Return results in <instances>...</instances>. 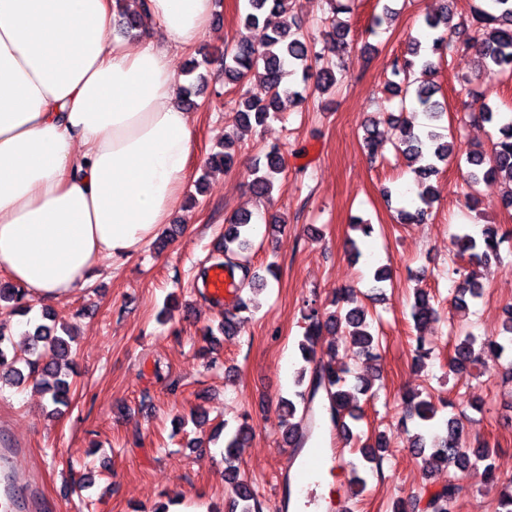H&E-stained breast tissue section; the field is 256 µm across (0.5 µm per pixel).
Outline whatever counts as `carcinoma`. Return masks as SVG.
<instances>
[{"label":"carcinoma","instance_id":"cac0c4a2","mask_svg":"<svg viewBox=\"0 0 512 512\" xmlns=\"http://www.w3.org/2000/svg\"><path fill=\"white\" fill-rule=\"evenodd\" d=\"M289 0H247L242 16L243 26L253 32L254 38L239 42L235 48L224 55V81L243 84L252 76L258 77L268 89V98L254 99L244 92L237 100V114L240 126L249 128L262 126L279 112L281 95L286 94L300 101L307 99L309 86L325 94L337 87L344 72L343 59L349 46V24L334 19L330 30L324 33L325 43L332 46L337 61L324 59V54L316 50L315 41L306 35L300 25L285 26L274 24L271 18L287 13ZM118 20L116 28L125 36H139L148 28V14L145 0H116ZM450 10L438 14H427L424 18L425 30L418 36L410 37L408 55L392 60L393 80L387 84V90L399 99L401 109L411 105L421 110L427 122L420 126L406 119L393 122L397 142L402 153L415 165L418 177L416 199L410 210H403L400 219L403 223L425 221L432 212L436 201V191L430 184L432 177L439 174L438 163H448L455 152V143L443 133L440 120L445 112L441 103L435 99L437 88L429 76L435 71L443 55L450 51L466 52L479 46L481 55V75L492 81L500 77H512V0H483L470 9L469 24L462 30L448 25ZM393 12L385 7L373 14L369 33L375 34L383 27L390 26ZM208 64L207 57L189 62L187 74H197L196 84L181 86V95L188 99L195 87L206 82L203 73H197L199 67ZM301 72V89L283 84V78ZM479 105L468 113L469 121L475 124H490L497 128V139L492 142L491 150L486 152L474 149L467 152L469 171L467 183L470 189L469 201L477 202L478 186L487 185L498 179L512 182V116L506 117L494 110L482 97H477ZM234 140L227 137L224 149L210 154L207 167L227 170L234 165L235 155L231 152ZM265 162L255 163V177L251 188L259 196H269L274 188H283L279 175L282 174L279 151L271 148L264 156ZM224 228V265L230 271L240 270L241 279L235 284L236 292L244 288L251 290L267 286L264 278L252 272L246 264L234 261V257L249 251L256 237L257 225L251 223V214L238 213L225 218ZM505 242L498 224H485L480 235L475 236L462 229L451 237V245L457 253L474 265H487L499 257L500 245ZM457 276L452 306L456 313L465 317L470 313L475 301L482 295L483 286L456 268ZM336 309L322 315L312 308L305 315L308 321L298 349L307 366L297 372L295 385L310 382V388L295 392L297 400L283 398L280 407L284 413L285 442L295 448H301L311 437L316 426L310 404L319 389H324L330 421L347 441L354 438L348 420H361L359 396L367 394L371 382L365 378L353 386L347 385V376L351 373L350 361L361 358L372 360L379 357L382 337L372 330L367 321V311L357 299L353 288L338 292ZM247 308L242 297L224 314V323L220 331L226 336L237 333L235 315ZM33 304L27 298L25 289L10 281H0V310L11 315L26 318L28 326L25 336L28 342L22 350L8 349L11 337L7 322L0 321V388L20 387L32 379L35 385L49 395L54 405L52 412H58L56 406L66 405L69 401L71 383L65 370L70 368L74 336L71 329L48 324L52 320L48 309L42 310V321L31 323L27 316ZM410 318L415 328L422 329L437 319V310L431 304L429 294L416 291L414 302L410 306ZM340 331L346 337L345 358L331 356L325 360L317 356L316 346L324 332ZM489 351L503 356L512 351V308L507 310L502 330L496 336L482 339L469 331L454 336L453 355L448 360L449 371L462 378L469 374L471 365L479 361V352ZM403 420L416 424V431L409 436V450L422 458L424 468L432 471L441 468L463 470L472 464H484V472L491 480L497 479L491 458L494 449L483 442L476 448L466 446L464 411L451 415L441 432L433 431L432 421L438 408L432 399L421 397L416 392H405L401 396ZM252 426L248 418L235 425L224 423V481L230 484L235 493L231 512H265V506L259 500L252 486L240 478L238 450L248 443L252 436ZM383 437L375 444H365L359 448L360 458L347 462L352 472L350 493L359 495L366 482L359 474L362 463L382 467ZM459 487L448 481L440 488L428 492L426 497H412L399 500L393 512H455Z\"/></svg>","mask_w":512,"mask_h":512}]
</instances>
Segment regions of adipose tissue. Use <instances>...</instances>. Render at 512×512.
<instances>
[{
  "instance_id": "ef3b65f1",
  "label": "adipose tissue",
  "mask_w": 512,
  "mask_h": 512,
  "mask_svg": "<svg viewBox=\"0 0 512 512\" xmlns=\"http://www.w3.org/2000/svg\"><path fill=\"white\" fill-rule=\"evenodd\" d=\"M168 41L112 35L115 0H0V271L53 301L127 259L182 196L194 129L168 46L214 0H147Z\"/></svg>"
}]
</instances>
